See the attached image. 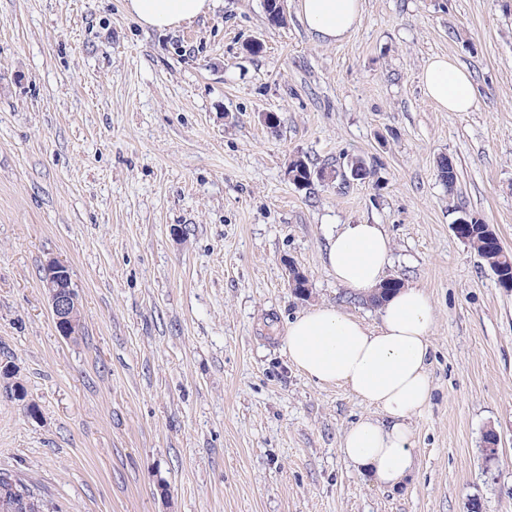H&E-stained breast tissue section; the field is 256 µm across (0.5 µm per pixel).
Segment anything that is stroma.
<instances>
[{"label": "stroma", "mask_w": 512, "mask_h": 512, "mask_svg": "<svg viewBox=\"0 0 512 512\" xmlns=\"http://www.w3.org/2000/svg\"><path fill=\"white\" fill-rule=\"evenodd\" d=\"M297 4L275 27L264 0H217L155 31L123 0H0V364L40 409L0 379V468L60 512H512V288L454 231L468 212L512 251V0H363L339 45ZM439 55L470 73L472 111L426 97ZM296 156L337 179L296 188ZM356 157L370 177L342 181ZM359 223L435 309L418 467L396 488L340 451L370 407L282 352L317 305L378 324L324 265L327 236ZM51 258L76 286L74 338ZM43 283L49 297L56 330L66 338L79 335L78 295L69 267L54 258L49 259L43 266Z\"/></svg>", "instance_id": "obj_1"}]
</instances>
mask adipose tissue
<instances>
[{"instance_id": "obj_1", "label": "adipose tissue", "mask_w": 512, "mask_h": 512, "mask_svg": "<svg viewBox=\"0 0 512 512\" xmlns=\"http://www.w3.org/2000/svg\"><path fill=\"white\" fill-rule=\"evenodd\" d=\"M213 0H125L141 27L169 30L206 15ZM362 0H299L310 32L327 44L348 40L361 23ZM424 92L440 110L468 112L476 103L469 74L455 60L437 56L421 73ZM391 240L381 225L346 224L331 233L325 266L337 281L369 296L390 262ZM434 307L426 292L408 286L388 295L380 323L370 328L328 306L290 320L282 338L288 362L320 385H339L375 408L345 431L340 449L372 483L396 487L414 472L410 420L426 408Z\"/></svg>"}]
</instances>
